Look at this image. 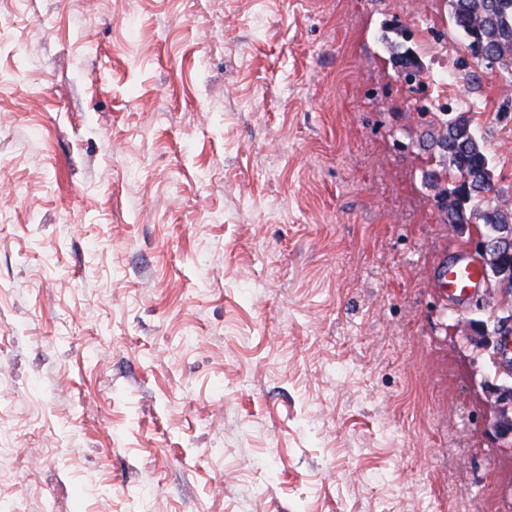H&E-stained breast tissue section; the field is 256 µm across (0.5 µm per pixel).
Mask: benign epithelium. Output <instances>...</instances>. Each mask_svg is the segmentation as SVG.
<instances>
[{
	"instance_id": "7a95c632",
	"label": "benign epithelium",
	"mask_w": 512,
	"mask_h": 512,
	"mask_svg": "<svg viewBox=\"0 0 512 512\" xmlns=\"http://www.w3.org/2000/svg\"><path fill=\"white\" fill-rule=\"evenodd\" d=\"M474 253L483 269L488 288H502L512 282V237L489 241L478 237ZM471 340L489 355L495 367V380L486 385L494 399L495 410L490 425L492 435L512 444V317L493 329L478 320L468 321Z\"/></svg>"
}]
</instances>
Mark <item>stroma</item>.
I'll use <instances>...</instances> for the list:
<instances>
[{
  "label": "stroma",
  "mask_w": 512,
  "mask_h": 512,
  "mask_svg": "<svg viewBox=\"0 0 512 512\" xmlns=\"http://www.w3.org/2000/svg\"><path fill=\"white\" fill-rule=\"evenodd\" d=\"M443 109L512 211V69L448 0H0V500L512 512Z\"/></svg>",
  "instance_id": "1"
}]
</instances>
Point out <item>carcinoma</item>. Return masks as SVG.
I'll return each mask as SVG.
<instances>
[{
	"label": "carcinoma",
	"instance_id": "obj_1",
	"mask_svg": "<svg viewBox=\"0 0 512 512\" xmlns=\"http://www.w3.org/2000/svg\"><path fill=\"white\" fill-rule=\"evenodd\" d=\"M451 20L466 40L476 35L484 44L481 60L489 63L512 53V0H450ZM442 134L432 139L439 169L431 172L437 180L452 179V187L441 191L439 206L450 224H466V211L472 204L480 206L486 238L512 234V221L495 203L492 168L482 134L461 114L440 119Z\"/></svg>",
	"mask_w": 512,
	"mask_h": 512
}]
</instances>
